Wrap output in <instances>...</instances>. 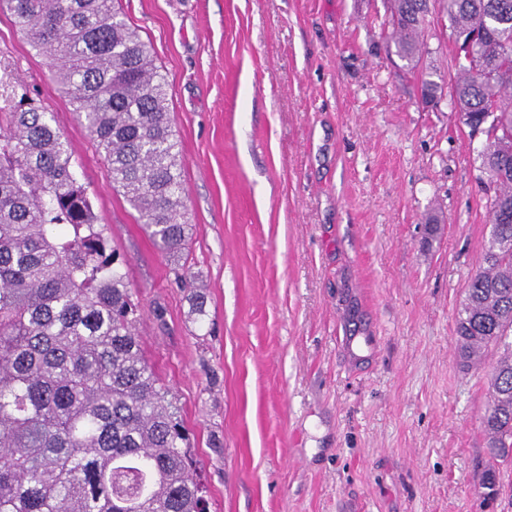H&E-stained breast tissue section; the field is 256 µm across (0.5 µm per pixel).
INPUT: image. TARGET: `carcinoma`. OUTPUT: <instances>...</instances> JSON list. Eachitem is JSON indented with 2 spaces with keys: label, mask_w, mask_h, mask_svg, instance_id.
<instances>
[{
  "label": "carcinoma",
  "mask_w": 512,
  "mask_h": 512,
  "mask_svg": "<svg viewBox=\"0 0 512 512\" xmlns=\"http://www.w3.org/2000/svg\"><path fill=\"white\" fill-rule=\"evenodd\" d=\"M396 53L422 61L434 6L448 21L450 100L485 128L480 168L494 189L484 267L456 321L459 357L492 354L482 419L497 462L512 461V0H389ZM104 154L112 184L190 285L180 263L181 152L167 80L115 0H0ZM126 264L116 263L53 115L0 75V512H207L200 462L170 391L143 355Z\"/></svg>",
  "instance_id": "1"
}]
</instances>
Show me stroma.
Returning <instances> with one entry per match:
<instances>
[{
	"label": "stroma",
	"instance_id": "obj_1",
	"mask_svg": "<svg viewBox=\"0 0 512 512\" xmlns=\"http://www.w3.org/2000/svg\"><path fill=\"white\" fill-rule=\"evenodd\" d=\"M168 82L192 235L188 288L113 190L49 58L0 8V65L53 112L127 260L144 356L180 408L210 512H512L481 497L491 364L456 319L482 263L484 137L423 103L384 0H120ZM423 65L447 84L432 19ZM377 336L350 362L341 343Z\"/></svg>",
	"mask_w": 512,
	"mask_h": 512
}]
</instances>
